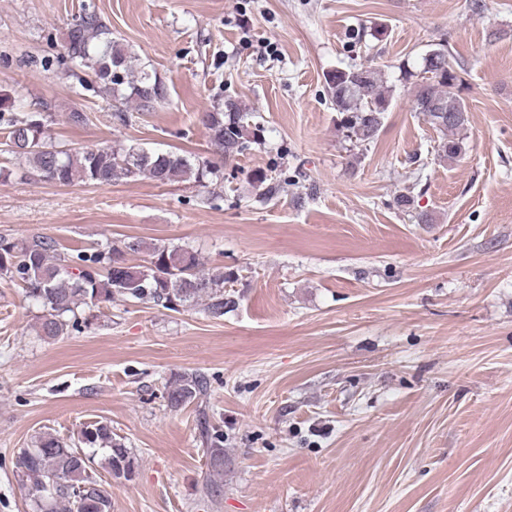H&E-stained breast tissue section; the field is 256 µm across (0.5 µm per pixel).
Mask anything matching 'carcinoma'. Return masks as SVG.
Returning <instances> with one entry per match:
<instances>
[{
  "label": "carcinoma",
  "mask_w": 512,
  "mask_h": 512,
  "mask_svg": "<svg viewBox=\"0 0 512 512\" xmlns=\"http://www.w3.org/2000/svg\"><path fill=\"white\" fill-rule=\"evenodd\" d=\"M66 59L94 76L98 88L115 93L125 86L128 98L139 112H151L167 99L166 84L157 76L136 71L135 57L112 38L111 29L94 14H85L68 28ZM405 78L420 76L415 83L413 111L423 114L439 133L435 151L444 159L462 152L456 138L468 123V110L459 95V77L448 45L441 42L422 57L419 73L403 70ZM329 101L340 114L339 127L357 147L373 143L379 136L391 97L382 71L360 66L324 74ZM215 154L228 160L261 144L264 127L254 121L246 105L234 100L199 113ZM46 115L31 112L5 116L4 145L19 162V168L36 172L60 185L75 182L110 185L147 178L158 184L193 181L200 185L220 176L223 168L205 159L193 160L177 151H146L141 148L82 146L60 149L46 135ZM147 251V264H131L129 252ZM0 279L18 283L25 300L43 310L37 332L56 340L82 331L88 319L77 310L117 297L126 301L151 303L180 312L197 306L221 320L233 310L238 298L230 291L238 275L224 267L205 268L198 253L188 246L152 245L127 241L108 245L90 254L59 252L57 243L42 235L24 241L0 236ZM207 393L206 379L197 373H178L165 386L167 406L179 410L201 405ZM199 436L209 458L204 496L212 501L221 495L217 479L224 477L228 461L224 432L211 425L207 415L199 422ZM84 448L104 453V469L115 481L133 480L139 461L124 438L106 421L83 425L77 439L67 442L49 433L33 437L31 446L21 449L18 469L22 489L35 512H112V494L92 469V457Z\"/></svg>",
  "instance_id": "cac0c4a2"
}]
</instances>
